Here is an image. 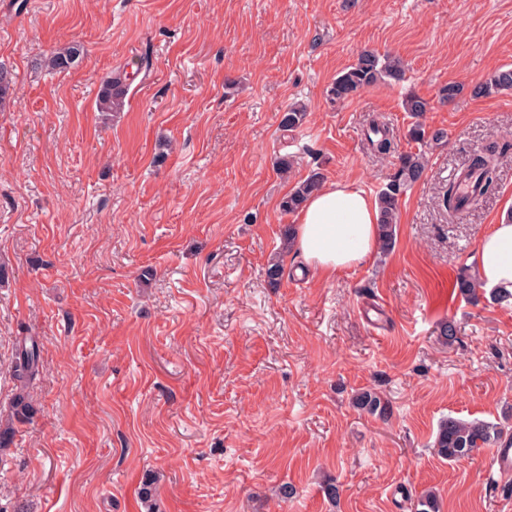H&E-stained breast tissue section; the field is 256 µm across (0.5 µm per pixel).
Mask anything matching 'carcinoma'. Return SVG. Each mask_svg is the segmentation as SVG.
<instances>
[{
    "label": "carcinoma",
    "instance_id": "cac0c4a2",
    "mask_svg": "<svg viewBox=\"0 0 512 512\" xmlns=\"http://www.w3.org/2000/svg\"><path fill=\"white\" fill-rule=\"evenodd\" d=\"M81 46L74 44L45 57V66L53 71H65L80 58ZM401 81L404 69L401 62L388 55H380L373 51L361 53L357 60L340 74L329 89V96L338 102L345 101L358 92L384 80ZM127 84L126 74L115 72L101 85L97 95V108L101 112H121L125 107ZM512 91V69L495 72L489 80L474 86L476 96ZM403 110L417 118L422 117L430 108L429 102L411 93L402 101ZM305 120L303 109L290 105L283 111L281 125L289 130L300 127ZM410 140L425 143L429 140L438 141L445 137L442 130L427 132L425 126L417 122L407 131ZM508 145L498 139L489 140L471 159L468 169L479 173L480 183L489 186L496 173L498 161L507 153ZM427 160L422 152L405 153L398 157L395 172L386 187L378 194L380 212L379 238L383 251L390 250L396 237L397 214L400 196L404 190L420 181L426 171ZM324 183L320 171H312L306 178L298 181L281 199L280 208L285 213H294L300 209L304 201ZM479 282L476 276L462 272L456 278L454 288L466 299L476 297ZM41 366V350L39 343L33 338H26L17 343L11 362L14 380L17 382L7 414L0 413V451L12 445L15 423L30 419L34 413L30 401V385L39 374ZM357 407L372 415L386 417L387 404L369 390L358 393L355 397ZM503 428L486 421H463L448 418L441 422L435 434L432 448L438 457L454 462L468 458L482 448L495 446L502 441Z\"/></svg>",
    "mask_w": 512,
    "mask_h": 512
}]
</instances>
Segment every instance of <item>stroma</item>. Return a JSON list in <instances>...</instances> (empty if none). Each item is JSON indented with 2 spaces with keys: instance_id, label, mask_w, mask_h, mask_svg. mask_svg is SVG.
<instances>
[{
  "instance_id": "obj_1",
  "label": "stroma",
  "mask_w": 512,
  "mask_h": 512,
  "mask_svg": "<svg viewBox=\"0 0 512 512\" xmlns=\"http://www.w3.org/2000/svg\"><path fill=\"white\" fill-rule=\"evenodd\" d=\"M74 42V66L44 67ZM365 50L405 81L332 101ZM143 57L123 112H98L103 81ZM0 67V407L18 341L42 358L36 412L0 454V512H147L149 474L159 512H415L429 490L440 512H512L492 449L431 446L448 417L512 440V302L454 290L512 214V149L479 206L443 204L474 151L512 145V92L471 94L512 68V0H0ZM411 92L446 140L408 139ZM292 103L308 118L288 131ZM419 150L391 252L330 277L287 254L269 284L294 181L318 168L375 196ZM364 390L387 417L356 407Z\"/></svg>"
}]
</instances>
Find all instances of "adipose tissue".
Returning <instances> with one entry per match:
<instances>
[{
	"instance_id": "obj_1",
	"label": "adipose tissue",
	"mask_w": 512,
	"mask_h": 512,
	"mask_svg": "<svg viewBox=\"0 0 512 512\" xmlns=\"http://www.w3.org/2000/svg\"><path fill=\"white\" fill-rule=\"evenodd\" d=\"M292 250L325 275L361 265L379 245V206L345 182L323 185L303 204ZM483 288L512 292V221L494 225L478 246Z\"/></svg>"
}]
</instances>
